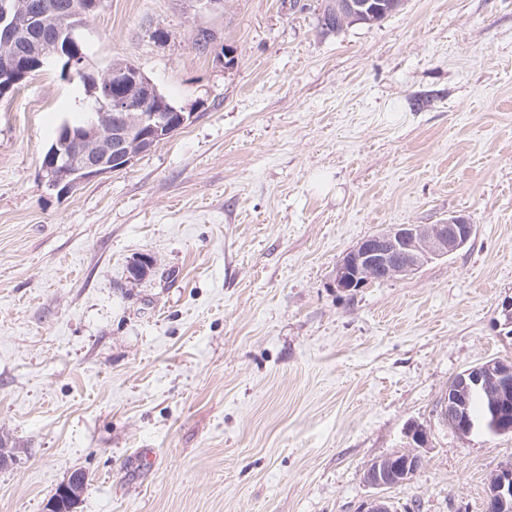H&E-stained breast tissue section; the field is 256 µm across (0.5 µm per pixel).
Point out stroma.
Masks as SVG:
<instances>
[{
  "label": "stroma",
  "instance_id": "obj_1",
  "mask_svg": "<svg viewBox=\"0 0 512 512\" xmlns=\"http://www.w3.org/2000/svg\"><path fill=\"white\" fill-rule=\"evenodd\" d=\"M322 9L106 0L92 65L131 60L194 115L67 195L41 161L82 92L45 71L0 97V512H45L76 470V512H360L413 424L395 512H485L512 434L460 435L439 401L512 361V0H404L338 33ZM451 215L462 250L335 287L361 239Z\"/></svg>",
  "mask_w": 512,
  "mask_h": 512
}]
</instances>
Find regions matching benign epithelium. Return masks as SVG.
<instances>
[{
    "label": "benign epithelium",
    "instance_id": "benign-epithelium-1",
    "mask_svg": "<svg viewBox=\"0 0 512 512\" xmlns=\"http://www.w3.org/2000/svg\"><path fill=\"white\" fill-rule=\"evenodd\" d=\"M367 0H333L330 8L342 17L361 18L366 15ZM21 25L17 4L0 0V41L13 43L20 36ZM46 53L64 65L67 76L80 78L88 70V57L78 43L60 47L45 37ZM28 75L26 62L20 54L0 58V94L5 96ZM98 99L105 102V111L89 112L80 127L69 129L78 145L77 154L67 162H59L56 150L44 154L42 172L46 186L61 194L72 192L71 178L87 182L100 175L128 167L137 157L152 150L155 144L180 130L188 121L189 108L173 110L159 96L158 87L141 70L129 66L112 69L97 87ZM474 225L464 217L451 215L438 224H393L363 239L336 264L334 283L348 291L363 287L373 279L387 280L409 276L423 266L448 257L462 249L471 239ZM154 267L149 256H138L128 266L129 279L146 277ZM492 399L480 419L468 415L469 399L476 395ZM512 397V362H484L462 372L448 387L441 404L444 419L463 435L487 432L503 435L512 430L501 416V404ZM421 463L417 451L394 454L375 461L364 480L375 490L362 512H393L384 491L412 479ZM83 480L73 474L63 484L48 507L58 512L75 494ZM489 502L500 512H512V467L504 466L491 477Z\"/></svg>",
    "mask_w": 512,
    "mask_h": 512
}]
</instances>
